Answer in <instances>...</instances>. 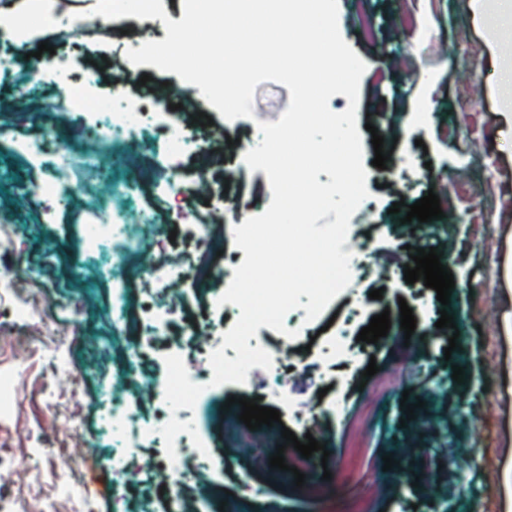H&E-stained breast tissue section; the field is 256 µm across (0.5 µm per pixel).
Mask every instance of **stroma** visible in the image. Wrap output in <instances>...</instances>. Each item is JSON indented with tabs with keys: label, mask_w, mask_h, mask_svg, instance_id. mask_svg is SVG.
I'll use <instances>...</instances> for the list:
<instances>
[{
	"label": "stroma",
	"mask_w": 512,
	"mask_h": 512,
	"mask_svg": "<svg viewBox=\"0 0 512 512\" xmlns=\"http://www.w3.org/2000/svg\"><path fill=\"white\" fill-rule=\"evenodd\" d=\"M37 2L0 0V20L17 30L0 43V214L10 217L0 226V280L30 276L21 291L26 315L16 316L0 296V512H167L163 490L173 477L159 469L160 445L130 449L128 479L109 496L84 498L66 464L80 452L90 469L112 454L102 400L112 372L97 356L112 279L105 258L80 250L81 198L66 206L47 193L31 199L30 187L48 182L50 166L21 155L16 143L48 139L62 156L89 145V131L104 116L70 105L69 88L81 84L90 99L132 111L137 149L162 157L173 133L187 144L181 169L204 171L176 196L143 184L121 158L101 157L105 177L132 187V208L153 219L145 269L162 252L182 263L176 284L158 285L147 274L139 286L144 309L186 303L144 366L145 378L159 379L185 327H195L202 345L213 347L238 317L236 306L215 303L229 285L227 272L245 258L231 228L272 201L266 173L248 169L244 146L260 141L257 122L280 119L290 92L265 81L255 88L252 118L220 126L189 121L181 105L209 107L200 90L174 95L177 74L134 67L125 57L145 41L164 40V19H104L99 30L72 36L69 15L90 12L97 0H67V17L52 28L36 21ZM355 2L338 0V25L367 65L357 124L369 195L350 219L366 250L352 265L349 288L318 318L309 322L305 310L291 311L297 339L283 347L276 331L258 329L256 344L272 350L270 369L212 392L196 429L210 457L183 478L182 512H512V293L504 286L512 250V125L500 89L502 71H512V40L497 42L512 25V0H492L482 22L474 0H368L364 14ZM405 11L423 18L426 28L396 25ZM46 40L59 67L50 81L25 85L21 76L35 70L33 53ZM401 54L412 58L411 72L391 66ZM131 69L149 82L124 84ZM376 134L391 153L382 169L372 164ZM430 192L440 199L442 219L411 225L391 213L393 203L410 205ZM221 219L229 225L217 258L225 277L205 288L193 275L198 234ZM429 247L441 251L454 276L446 307L423 281L404 279L410 249ZM375 289L381 298H370ZM403 301L416 318L409 336L400 328ZM443 309L453 314L455 328H437ZM385 311L387 336L375 344L358 341V331ZM342 332L350 351L337 359L327 345ZM453 336L460 348L452 352ZM372 362L377 373L363 378ZM456 365L464 367L465 383L453 380ZM70 370L80 373V386H70ZM275 376L284 382L278 400L267 391ZM231 396L278 410L301 441L312 424L320 425L315 439L326 450L307 459L303 485H295L292 472L270 467L272 448L245 433L240 406L226 404ZM404 398L416 406L408 422ZM387 454L397 461L389 470Z\"/></svg>",
	"instance_id": "stroma-1"
}]
</instances>
